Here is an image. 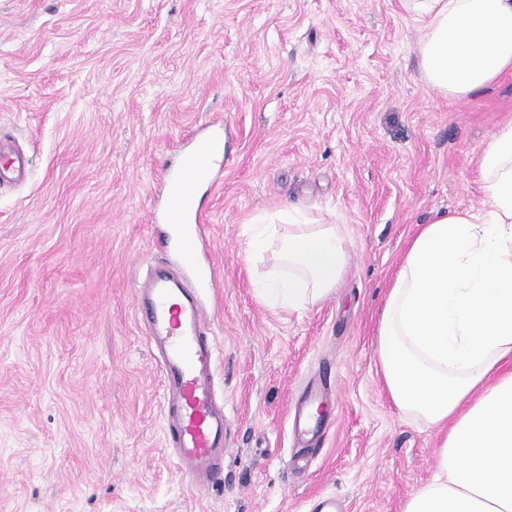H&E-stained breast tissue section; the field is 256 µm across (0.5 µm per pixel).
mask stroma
<instances>
[{
	"label": "stroma",
	"instance_id": "35a3bbf8",
	"mask_svg": "<svg viewBox=\"0 0 512 512\" xmlns=\"http://www.w3.org/2000/svg\"><path fill=\"white\" fill-rule=\"evenodd\" d=\"M404 0H0V512H402L441 434L404 416L377 362L386 289L419 225L478 210L477 161L512 120V76L427 86ZM224 127L200 189L216 274L230 447L197 494L164 444L161 377L135 313L178 262L157 199L188 140ZM340 225L350 264L297 311L261 303L254 225ZM330 371L323 447L291 464L290 404ZM31 165L30 158L22 151H14L7 163L2 166L0 178H8L11 180H22L26 177Z\"/></svg>",
	"mask_w": 512,
	"mask_h": 512
}]
</instances>
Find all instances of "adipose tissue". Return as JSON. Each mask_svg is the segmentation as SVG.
<instances>
[{
	"label": "adipose tissue",
	"mask_w": 512,
	"mask_h": 512,
	"mask_svg": "<svg viewBox=\"0 0 512 512\" xmlns=\"http://www.w3.org/2000/svg\"><path fill=\"white\" fill-rule=\"evenodd\" d=\"M422 22L420 66L463 97L512 72V0H407ZM479 211L435 215L410 242L377 330L388 394L443 432L433 480L403 512H512V121L479 162ZM273 254L262 302L303 309L330 296L349 263L339 225L288 214L256 225Z\"/></svg>",
	"instance_id": "adipose-tissue-1"
}]
</instances>
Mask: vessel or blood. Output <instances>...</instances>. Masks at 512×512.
I'll use <instances>...</instances> for the list:
<instances>
[{
    "label": "vessel or blood",
    "mask_w": 512,
    "mask_h": 512,
    "mask_svg": "<svg viewBox=\"0 0 512 512\" xmlns=\"http://www.w3.org/2000/svg\"><path fill=\"white\" fill-rule=\"evenodd\" d=\"M223 155L221 133L201 136L185 147L179 169L165 183L163 221L176 223L179 256L183 269L193 271V280L163 266L136 295L137 313L162 377L165 443L173 448L179 471L200 493L220 482L229 444L224 403L215 388L218 356L204 302L214 274L200 260L209 216L195 200L198 186L212 178ZM30 165L26 154L13 152L0 166V176L22 180Z\"/></svg>",
    "instance_id": "1"
}]
</instances>
